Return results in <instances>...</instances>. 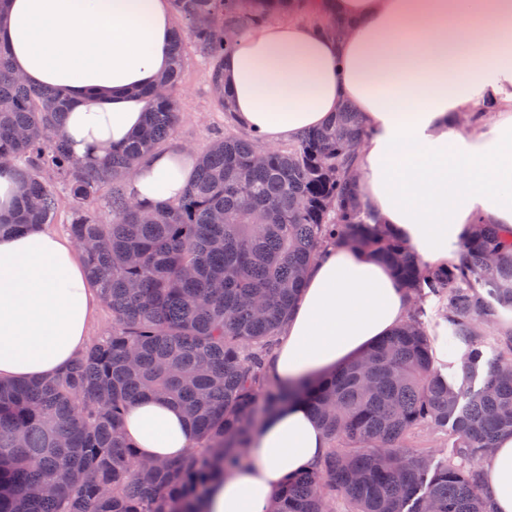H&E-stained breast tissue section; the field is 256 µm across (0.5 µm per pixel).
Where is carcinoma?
Segmentation results:
<instances>
[{"instance_id": "obj_1", "label": "carcinoma", "mask_w": 512, "mask_h": 512, "mask_svg": "<svg viewBox=\"0 0 512 512\" xmlns=\"http://www.w3.org/2000/svg\"><path fill=\"white\" fill-rule=\"evenodd\" d=\"M185 27L173 33L166 93L146 92L142 132L101 168L69 161L58 135L67 102L31 86L0 47V158L23 172L0 237L48 224L52 179L65 178L76 208L69 232L112 313L104 335L63 370L0 382V512H200L211 484L246 459L250 436L273 411L302 402L330 443L314 467L288 481L273 512H492L483 459L512 433V337L484 360L482 322L512 308V235L475 224L462 265L423 273L408 245L363 210L352 177L365 136L358 113L286 149L233 133L211 142L181 198L144 206L133 171L174 131L172 96L186 45L210 65L224 111L221 30L243 35L270 18L273 0H174ZM112 185V219L89 201ZM375 252L414 295V314L360 357L316 380L268 383L272 349L322 248ZM444 304L448 334L425 329L424 301ZM467 352L460 382L433 362L437 342ZM163 397L178 405L195 446L175 460L144 462L124 437L127 407ZM422 429L452 430L456 456L411 445Z\"/></svg>"}]
</instances>
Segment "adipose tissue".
<instances>
[{
    "mask_svg": "<svg viewBox=\"0 0 512 512\" xmlns=\"http://www.w3.org/2000/svg\"><path fill=\"white\" fill-rule=\"evenodd\" d=\"M342 25L278 21L237 38L224 56L235 123L269 144L328 125L343 107L367 136L356 156L360 200L423 265L462 262L472 224L512 232V0H322ZM169 0H7L0 43L30 85L62 93L59 129L72 160L103 163L145 121L144 90L172 66ZM192 150L151 155L132 175L139 202L179 197ZM101 297L73 241L39 226L0 238V380L56 373L82 350ZM391 267L332 245L311 265L267 364L285 384L325 376L410 316ZM126 438L142 457L172 459L193 445L180 408L131 404ZM329 442L301 403L253 434L246 466L216 482L204 512H269L289 479ZM495 512H512V435L484 460Z\"/></svg>",
    "mask_w": 512,
    "mask_h": 512,
    "instance_id": "ef3b65f1",
    "label": "adipose tissue"
}]
</instances>
